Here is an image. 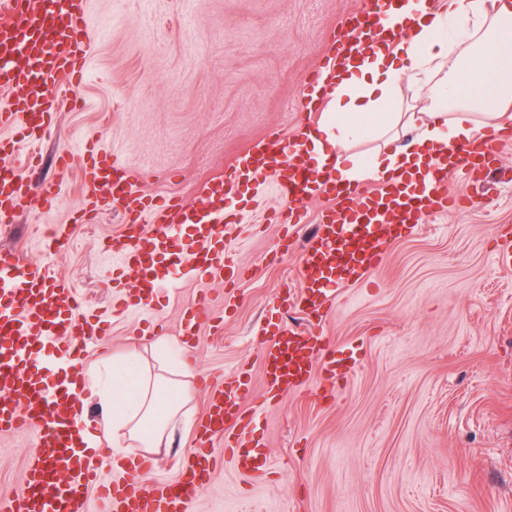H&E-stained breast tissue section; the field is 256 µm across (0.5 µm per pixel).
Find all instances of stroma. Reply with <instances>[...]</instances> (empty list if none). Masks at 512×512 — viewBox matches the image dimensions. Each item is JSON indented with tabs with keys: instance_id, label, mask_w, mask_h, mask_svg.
<instances>
[{
	"instance_id": "obj_1",
	"label": "stroma",
	"mask_w": 512,
	"mask_h": 512,
	"mask_svg": "<svg viewBox=\"0 0 512 512\" xmlns=\"http://www.w3.org/2000/svg\"><path fill=\"white\" fill-rule=\"evenodd\" d=\"M360 0H89L96 37L79 86L62 80L66 101L34 149L55 186L53 205L31 199L0 227V250L45 264L102 322L88 363L187 343L196 371L184 377L183 412L161 448L99 444L104 478L111 456L152 458L140 483L180 477L206 386L247 382V408L262 410L254 436L264 470L240 473L226 448L194 512H512V143L500 152L494 188L467 207L423 224L394 244L367 283L339 285L320 313L341 364L335 382L268 390L258 329L274 302L293 297L302 247L278 216L287 204L275 175L262 178L242 219L224 231L232 276L186 277L151 310L108 311L117 291L106 248L123 214L103 199L79 223L78 172L59 173V146L96 143L121 155L157 197L201 201L211 177L232 179L233 158L271 134L308 121L300 93L341 21ZM66 243L49 248L53 225ZM207 293L223 327L201 322L186 338L184 312ZM315 408H308V400ZM33 450L21 434L0 437V494L21 485Z\"/></svg>"
}]
</instances>
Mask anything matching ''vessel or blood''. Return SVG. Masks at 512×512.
I'll list each match as a JSON object with an SVG mask.
<instances>
[{"mask_svg":"<svg viewBox=\"0 0 512 512\" xmlns=\"http://www.w3.org/2000/svg\"><path fill=\"white\" fill-rule=\"evenodd\" d=\"M396 0H361L342 22L340 32L302 88V105L317 114L332 89L337 72L354 54L378 46L381 31L399 34L403 18ZM87 0H0V83L12 90L9 111H0V125L18 128L22 138L38 140L61 108L53 88L60 77L74 78L88 60L92 33ZM21 138V139H22ZM19 141V140H18ZM18 141L0 139V223H12L32 196L50 199L48 182L31 183L9 167ZM499 136L480 133L474 147H453L428 161L414 175L380 181L358 190L337 188L330 172L312 168L305 159L306 129L249 145L232 164L233 181L215 176L203 187L206 202L196 207L149 197L120 157L95 160L93 150L58 149L63 169L79 167L88 204L108 196L112 205L131 213L121 235L110 246L112 270L133 284L127 304L146 308L170 284L167 262L176 259L201 280L223 278L224 202L245 196L267 173L277 177L288 201V222L301 221L304 204L334 196L335 205L321 212L315 233L306 241L296 308L315 312L332 301L343 275L362 280L386 260L406 231L424 217L460 208L463 194L451 192L450 179L471 182L498 165ZM193 229L197 247L180 249L175 233ZM78 298L67 284L51 279L45 266L21 262L11 250H0V435L26 434L40 460L30 464L23 486L0 496V512H86L90 495H98L101 512H191L213 472L209 448L216 443L237 449L236 463L256 468L259 443L237 423L246 419L242 401L249 392L241 383L205 393L203 431L197 439L203 455L179 479L149 488L108 485L94 460L83 454V411L79 376L82 352L97 340V328L78 317ZM261 357L269 390L281 393L307 384L313 370L335 376V343L321 325L299 333L267 323Z\"/></svg>","mask_w":512,"mask_h":512,"instance_id":"vessel-or-blood-1","label":"vessel or blood"}]
</instances>
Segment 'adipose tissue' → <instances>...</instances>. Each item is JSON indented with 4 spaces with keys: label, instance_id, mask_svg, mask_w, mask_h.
<instances>
[{
    "label": "adipose tissue",
    "instance_id": "1",
    "mask_svg": "<svg viewBox=\"0 0 512 512\" xmlns=\"http://www.w3.org/2000/svg\"><path fill=\"white\" fill-rule=\"evenodd\" d=\"M403 10L416 24L392 51L360 56L342 71L325 119L310 130L308 156L337 186L410 172L442 147L473 145L484 127L512 133V0H435L424 13L406 0ZM404 81L428 87V110L400 111L395 90ZM371 137L382 142L373 159L350 154L352 143ZM151 350L158 372L130 356L85 373V390L102 404L95 428L84 432L87 449L103 434L155 448L173 426L183 406L180 379L194 362L184 359L174 372L166 339Z\"/></svg>",
    "mask_w": 512,
    "mask_h": 512
}]
</instances>
